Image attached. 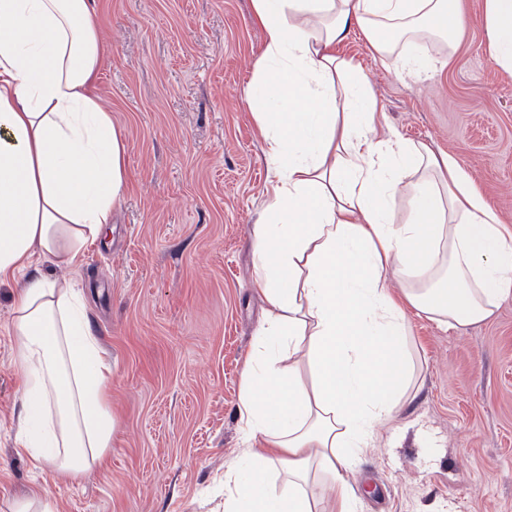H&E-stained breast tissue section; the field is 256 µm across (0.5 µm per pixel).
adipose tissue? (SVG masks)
I'll return each mask as SVG.
<instances>
[{
  "instance_id": "obj_1",
  "label": "adipose tissue",
  "mask_w": 512,
  "mask_h": 512,
  "mask_svg": "<svg viewBox=\"0 0 512 512\" xmlns=\"http://www.w3.org/2000/svg\"><path fill=\"white\" fill-rule=\"evenodd\" d=\"M264 51L248 92L271 163L255 227L269 310L239 398L246 446L224 465V512H353L348 449L368 447L412 378L405 313L454 328L512 296V230L453 156L377 135L360 70L335 47L359 27L382 61L429 67L464 31L461 0H252ZM488 49L512 74V0H484ZM95 0H0V283L22 379L17 444L56 476L104 466L112 363L71 281L127 189L128 144L97 94ZM407 204L396 218L394 203ZM402 284L391 294L388 274Z\"/></svg>"
}]
</instances>
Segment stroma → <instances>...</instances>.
<instances>
[{
  "label": "stroma",
  "instance_id": "obj_1",
  "mask_svg": "<svg viewBox=\"0 0 512 512\" xmlns=\"http://www.w3.org/2000/svg\"><path fill=\"white\" fill-rule=\"evenodd\" d=\"M101 102L122 128L130 190L71 278L112 360L108 463L60 480L15 441L12 289L0 285V512L38 491L53 512H224V462L242 450L245 362L266 303L253 226L270 165L248 109L264 38L252 0H96ZM459 52L416 74L360 30L378 133L453 155L512 227V76L487 51L483 0H464ZM416 382L349 472L355 512H512V297L451 329L408 312Z\"/></svg>",
  "mask_w": 512,
  "mask_h": 512
}]
</instances>
